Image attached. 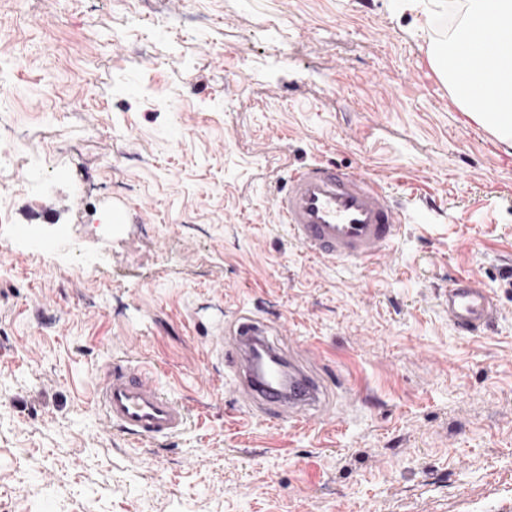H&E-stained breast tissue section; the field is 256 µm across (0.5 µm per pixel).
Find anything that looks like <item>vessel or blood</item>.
Instances as JSON below:
<instances>
[{
  "instance_id": "b4317fda",
  "label": "vessel or blood",
  "mask_w": 512,
  "mask_h": 512,
  "mask_svg": "<svg viewBox=\"0 0 512 512\" xmlns=\"http://www.w3.org/2000/svg\"><path fill=\"white\" fill-rule=\"evenodd\" d=\"M455 67L473 77L466 88L472 106L490 109L492 98L474 80L484 71V54L456 55ZM274 205L290 237L309 254L355 265L388 255L403 228L401 213L376 181L321 161L293 170ZM495 314L492 292L475 278L460 275L449 281L448 319L460 334H478ZM264 334L258 321L245 319L226 350L235 368L233 385L238 394L270 411L277 423L330 413L327 386L303 370L290 371L288 386L281 390L258 375L250 355ZM97 402L108 424L142 439L177 434L187 423L184 408L156 386L145 366L107 365Z\"/></svg>"
}]
</instances>
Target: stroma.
<instances>
[{
  "label": "stroma",
  "instance_id": "stroma-1",
  "mask_svg": "<svg viewBox=\"0 0 512 512\" xmlns=\"http://www.w3.org/2000/svg\"><path fill=\"white\" fill-rule=\"evenodd\" d=\"M432 0H0V505L8 512H512V148L433 71ZM407 214L389 257L316 258L274 208L310 160ZM473 276L498 312L448 320ZM314 352L335 409L285 425L224 362L242 316ZM188 413L92 403L113 360ZM2 127L4 130L8 131V135L4 136L9 141L19 140L22 138L23 134L21 131L16 130L15 128L6 127L2 123V117L0 116V188L1 190L6 188V174L11 164V146L10 144H7V142L4 143L3 146H1V130ZM496 314L490 289L469 275L448 283V320L462 335H475L487 328ZM97 402L109 425L142 439L177 434L188 419L184 408L156 386L146 366L109 362Z\"/></svg>",
  "mask_w": 512,
  "mask_h": 512
}]
</instances>
